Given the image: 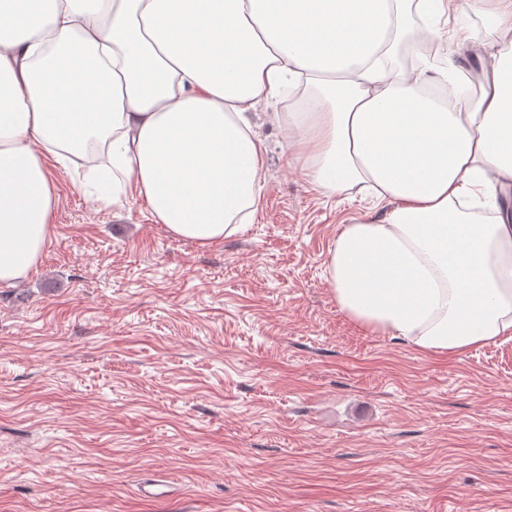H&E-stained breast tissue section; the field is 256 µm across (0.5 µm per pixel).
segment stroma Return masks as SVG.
I'll use <instances>...</instances> for the list:
<instances>
[{
	"label": "stroma",
	"mask_w": 512,
	"mask_h": 512,
	"mask_svg": "<svg viewBox=\"0 0 512 512\" xmlns=\"http://www.w3.org/2000/svg\"><path fill=\"white\" fill-rule=\"evenodd\" d=\"M258 132L253 220L208 248L53 170L51 243L0 287V512H512V340L431 355L351 321L328 248L384 209Z\"/></svg>",
	"instance_id": "obj_1"
}]
</instances>
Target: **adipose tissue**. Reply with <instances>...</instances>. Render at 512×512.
<instances>
[{
  "instance_id": "obj_1",
  "label": "adipose tissue",
  "mask_w": 512,
  "mask_h": 512,
  "mask_svg": "<svg viewBox=\"0 0 512 512\" xmlns=\"http://www.w3.org/2000/svg\"><path fill=\"white\" fill-rule=\"evenodd\" d=\"M481 3L483 82L443 106L424 89L468 59L455 0H0V286L51 241L50 158L175 237L237 234L264 178L251 115L297 85L302 110L266 118L307 182L389 207L328 250L339 308L434 355L512 339V0ZM414 16L449 31L440 67L392 64Z\"/></svg>"
}]
</instances>
